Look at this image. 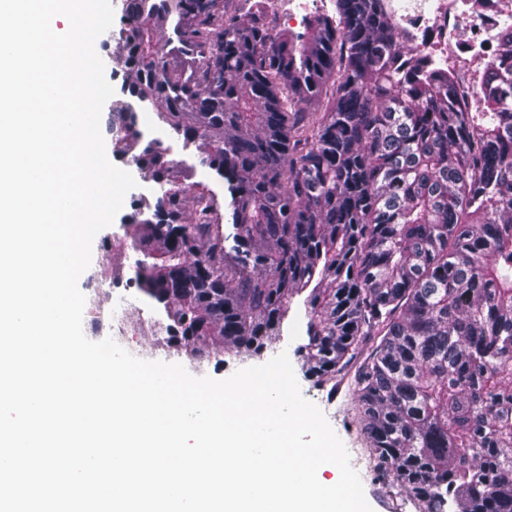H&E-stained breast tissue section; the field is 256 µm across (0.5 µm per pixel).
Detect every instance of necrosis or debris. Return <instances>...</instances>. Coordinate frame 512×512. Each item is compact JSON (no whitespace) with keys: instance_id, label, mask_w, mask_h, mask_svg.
<instances>
[{"instance_id":"4bbe7bcc","label":"necrosis or debris","mask_w":512,"mask_h":512,"mask_svg":"<svg viewBox=\"0 0 512 512\" xmlns=\"http://www.w3.org/2000/svg\"><path fill=\"white\" fill-rule=\"evenodd\" d=\"M512 0H415L403 18L414 48L434 65L454 71L458 91L475 101Z\"/></svg>"}]
</instances>
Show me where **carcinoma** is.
Instances as JSON below:
<instances>
[{
    "instance_id": "obj_1",
    "label": "carcinoma",
    "mask_w": 512,
    "mask_h": 512,
    "mask_svg": "<svg viewBox=\"0 0 512 512\" xmlns=\"http://www.w3.org/2000/svg\"><path fill=\"white\" fill-rule=\"evenodd\" d=\"M392 0H335L305 31L266 0H122L112 154L132 199L129 285L163 344L261 353L306 294L307 376L350 378L375 479L420 512H512V31L477 111L417 55ZM228 185L176 169L138 111Z\"/></svg>"
}]
</instances>
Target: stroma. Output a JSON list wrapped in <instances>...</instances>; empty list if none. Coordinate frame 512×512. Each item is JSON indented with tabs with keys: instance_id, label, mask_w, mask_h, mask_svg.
Returning <instances> with one entry per match:
<instances>
[{
	"instance_id": "obj_1",
	"label": "stroma",
	"mask_w": 512,
	"mask_h": 512,
	"mask_svg": "<svg viewBox=\"0 0 512 512\" xmlns=\"http://www.w3.org/2000/svg\"><path fill=\"white\" fill-rule=\"evenodd\" d=\"M164 145L169 150V157L177 162L181 169L193 170L194 180L203 182L211 190L218 212L228 210L230 196L223 179L214 171L198 168L197 152L194 146L185 145L182 138L168 135ZM134 253L116 254L103 250L100 244H93L89 273L80 277V290H87L90 273L107 270V280L101 281L103 291L124 287L133 275ZM166 320L163 309L148 302L140 293H133L132 304L125 315L122 332H113L111 322H104L99 333L100 338H113L118 344L135 347L141 359L181 364L193 376H208L224 379L237 370L259 366L267 363L279 354H287L294 375L300 385L303 396L314 403L324 414L328 423L343 442L355 471L359 474L365 498L372 512H418V506L405 491L388 490L376 482L369 467V454L354 417V402L350 389L344 388L336 394L316 385L314 379L308 378L302 363L296 354L299 345L306 339V318L302 298L293 299L288 317L284 321L279 336L258 356L224 354L222 361H210L195 365L185 353L176 350H164L160 347L162 335L158 330Z\"/></svg>"
}]
</instances>
